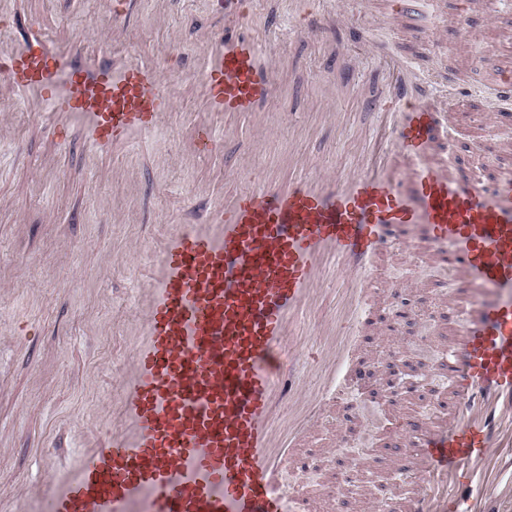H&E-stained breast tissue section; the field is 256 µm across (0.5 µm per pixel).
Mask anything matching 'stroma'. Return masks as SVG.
<instances>
[{
    "instance_id": "1",
    "label": "stroma",
    "mask_w": 512,
    "mask_h": 512,
    "mask_svg": "<svg viewBox=\"0 0 512 512\" xmlns=\"http://www.w3.org/2000/svg\"><path fill=\"white\" fill-rule=\"evenodd\" d=\"M338 3L352 21L367 23L366 37L383 54L355 47L333 26L308 37L291 18L290 0H262V15L280 21L263 45L275 76V93L263 107L273 134L260 147L250 121L239 120L228 138L224 121L215 120L217 149L195 161L184 157L182 145L201 112L195 88L181 74L200 69L196 47L225 26L209 0H131L116 44L101 0H13L12 14L53 42L72 39L90 53L107 47L117 59L131 52L157 64L173 108L162 127L132 135L99 157L77 129L69 149H56L48 119L0 99V113L13 115L0 137V279H13L27 255L42 260L8 305L15 320L37 326L38 334L0 340V496H36L44 443H52V460L62 468L80 452L88 431L103 430L139 285L129 270L141 258L140 246L154 243L166 225L207 223L225 195L265 179L354 171L362 134L381 121L367 102L390 81L384 53L408 62L423 100L442 93L430 80L438 68L453 69L467 85L485 86L501 66H512V0H500L479 38L466 45L463 30L485 14L481 0L465 12L458 0H443L438 13L393 26L386 22L389 0H313L311 8L327 14ZM434 30L446 56L429 46ZM494 155L512 167V124L460 120L444 125L433 160L452 173L486 174ZM395 283L412 289L419 310L396 334L383 320ZM371 286L372 311L353 358L374 371L371 386L379 394L350 397L351 410L366 415L362 422L327 411L305 444L308 470L288 477L291 490L320 494L325 512H372L385 502L402 464L392 443L406 425L432 413L430 397L393 403L382 394L385 357L393 352L398 363L415 364L417 378L426 382L448 345L451 275L400 251L377 263ZM496 436L503 447L454 483V496L472 502L475 512H512V429L501 427Z\"/></svg>"
}]
</instances>
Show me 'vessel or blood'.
I'll list each match as a JSON object with an SVG mask.
<instances>
[{"label":"vessel or blood","mask_w":512,"mask_h":512,"mask_svg":"<svg viewBox=\"0 0 512 512\" xmlns=\"http://www.w3.org/2000/svg\"><path fill=\"white\" fill-rule=\"evenodd\" d=\"M230 26L211 34L197 75L206 120L183 145L203 160L214 149L212 118L243 112L265 140L261 106L274 71L261 54L273 29L251 23L259 0H215ZM439 0H391L392 17L415 16ZM349 25L312 12L299 27ZM383 98L384 124L364 165L342 175L283 185L265 181L229 196L211 223L175 224L156 245L157 261L133 302L137 329L119 373L117 402L100 438L71 470H48L43 512H291L288 472L319 426L322 399L298 377L283 376L281 357L322 358L323 396L365 383L352 370L351 346L371 307L367 275L400 248L425 252L430 265L457 271L472 295L438 364L445 386L437 415L407 428L409 496L393 492L400 512H461L449 507L448 482L496 446V414H512V177L453 176L431 155L451 108L467 104L452 71L439 106L414 97L411 69ZM161 71L110 54L89 57L41 33L0 23V92L47 109L56 144L79 126L95 155L157 128L171 108ZM501 121L512 120V72L495 80ZM331 272L346 286L342 340L324 353L299 340L313 324L318 284ZM295 416L276 433L272 410Z\"/></svg>","instance_id":"b4317fda"}]
</instances>
